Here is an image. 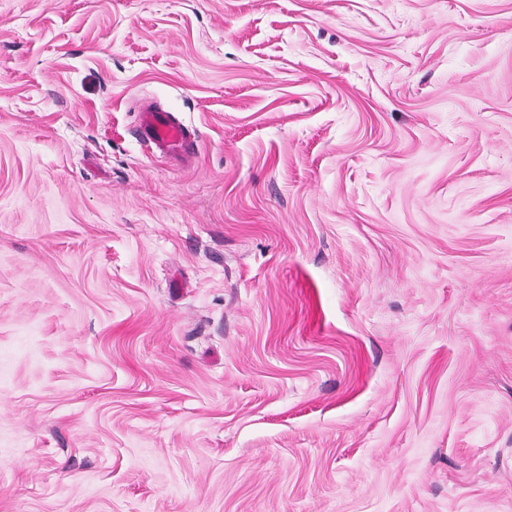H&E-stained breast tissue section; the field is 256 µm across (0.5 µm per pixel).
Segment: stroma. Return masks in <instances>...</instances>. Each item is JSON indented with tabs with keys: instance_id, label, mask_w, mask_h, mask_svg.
I'll return each instance as SVG.
<instances>
[{
	"instance_id": "obj_1",
	"label": "stroma",
	"mask_w": 512,
	"mask_h": 512,
	"mask_svg": "<svg viewBox=\"0 0 512 512\" xmlns=\"http://www.w3.org/2000/svg\"><path fill=\"white\" fill-rule=\"evenodd\" d=\"M0 512H512V0H0ZM139 139L149 146L152 153L181 157L191 139L187 126L169 113L144 104L136 129Z\"/></svg>"
}]
</instances>
